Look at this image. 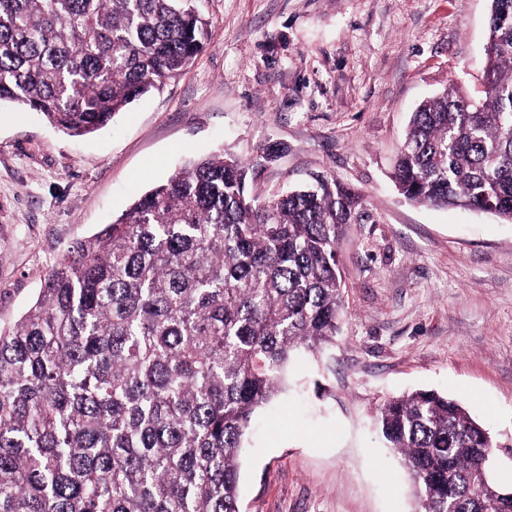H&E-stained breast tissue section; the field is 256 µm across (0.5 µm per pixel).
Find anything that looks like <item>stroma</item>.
<instances>
[{
	"label": "stroma",
	"instance_id": "obj_1",
	"mask_svg": "<svg viewBox=\"0 0 512 512\" xmlns=\"http://www.w3.org/2000/svg\"><path fill=\"white\" fill-rule=\"evenodd\" d=\"M204 51L111 126L70 139L0 106V324L72 242L224 150L263 203L312 174L363 199L338 247L335 339L300 355L244 440L240 512H413L375 425L433 389L512 444V223L407 201L389 172L418 104L478 88L489 0H199Z\"/></svg>",
	"mask_w": 512,
	"mask_h": 512
}]
</instances>
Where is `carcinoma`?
<instances>
[{
	"mask_svg": "<svg viewBox=\"0 0 512 512\" xmlns=\"http://www.w3.org/2000/svg\"><path fill=\"white\" fill-rule=\"evenodd\" d=\"M196 2L0 0V104L97 132L203 51ZM482 71L481 93L421 102L392 178L409 201L512 223V0H490ZM361 205L323 174L256 205L245 165L215 153L68 248L0 327V512H239L253 414L336 336L337 243ZM377 422L415 512H512L459 402L417 390Z\"/></svg>",
	"mask_w": 512,
	"mask_h": 512,
	"instance_id": "carcinoma-1",
	"label": "carcinoma"
}]
</instances>
